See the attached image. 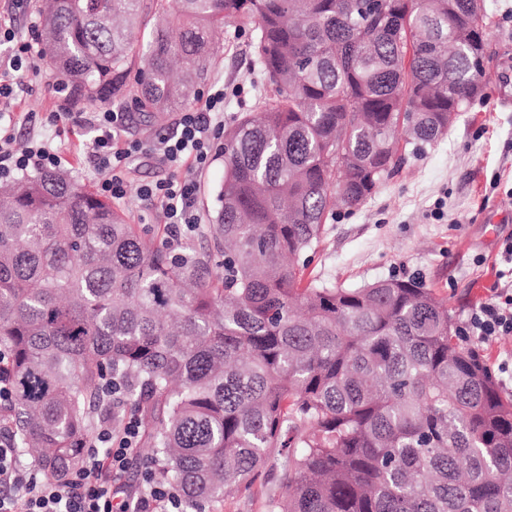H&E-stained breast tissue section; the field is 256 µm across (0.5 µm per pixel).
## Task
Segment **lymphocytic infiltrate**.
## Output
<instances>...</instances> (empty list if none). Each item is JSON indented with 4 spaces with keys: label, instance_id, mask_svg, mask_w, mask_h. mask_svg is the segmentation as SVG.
I'll use <instances>...</instances> for the list:
<instances>
[{
    "label": "lymphocytic infiltrate",
    "instance_id": "lymphocytic-infiltrate-1",
    "mask_svg": "<svg viewBox=\"0 0 512 512\" xmlns=\"http://www.w3.org/2000/svg\"><path fill=\"white\" fill-rule=\"evenodd\" d=\"M0 44L9 45L0 56V101L16 94L14 75L32 67L33 41L0 27ZM85 125L93 137L85 144V158L96 173L101 195L124 198L131 158L143 152L156 155L171 168L166 180L142 185L141 201L154 209L167 227L166 242L178 247L194 232L202 218L195 208L197 184L181 175L185 164L205 168L211 160L212 141L224 126V86L212 84L204 104L179 113L178 133L160 135L153 146L125 138L126 115L111 109L88 113ZM59 154L41 140L24 150L14 146L11 127L0 125V181L13 180L21 172L59 167ZM466 341L484 343L512 334V286L494 288L485 302L475 305L461 329ZM140 424L127 418L121 427L101 418L82 450L79 467L51 478L39 468L21 465L7 421H0V512H182L178 492L147 471L137 489L125 488L124 478L140 454Z\"/></svg>",
    "mask_w": 512,
    "mask_h": 512
}]
</instances>
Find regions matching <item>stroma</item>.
Segmentation results:
<instances>
[{
    "mask_svg": "<svg viewBox=\"0 0 512 512\" xmlns=\"http://www.w3.org/2000/svg\"><path fill=\"white\" fill-rule=\"evenodd\" d=\"M485 3L491 41L484 96L459 113L436 143L406 155L362 206L336 208L311 254L315 274L345 288L392 276L418 278L447 300L458 324L498 280H512V266L501 260L503 243L512 235V0ZM223 43L209 79L224 84V120L229 123L256 110L259 75L249 33L225 28ZM19 78L26 91L10 106L16 148L44 139L59 151L61 170L78 185L93 186L94 175L83 155L90 129L72 118L48 120L63 108L57 91L60 76L49 58L36 56ZM118 106L127 112L128 139L148 144L157 133L176 132L175 114L150 119L129 99ZM131 168L132 180L120 206L144 238L162 242L166 228L144 223L138 188L165 179L168 172L146 153L134 157ZM223 171L224 158L216 154L210 167L196 174V207L203 222L183 239L181 247L188 252L214 247L215 190Z\"/></svg>",
    "mask_w": 512,
    "mask_h": 512,
    "instance_id": "obj_1",
    "label": "stroma"
}]
</instances>
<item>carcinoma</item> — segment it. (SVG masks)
Masks as SVG:
<instances>
[{"instance_id":"carcinoma-1","label":"carcinoma","mask_w":512,"mask_h":512,"mask_svg":"<svg viewBox=\"0 0 512 512\" xmlns=\"http://www.w3.org/2000/svg\"><path fill=\"white\" fill-rule=\"evenodd\" d=\"M43 55L83 109L195 98L226 25H253L260 112L224 131L212 255L146 240L61 170L0 183V351L18 454L79 466L88 411L132 415L191 508L512 512V399L416 278L361 288L298 265L483 89L475 0H40ZM141 62L137 82L129 80ZM271 482H267L264 474L255 481L247 495H231L224 497V502L216 505V512H263L264 501Z\"/></svg>"}]
</instances>
